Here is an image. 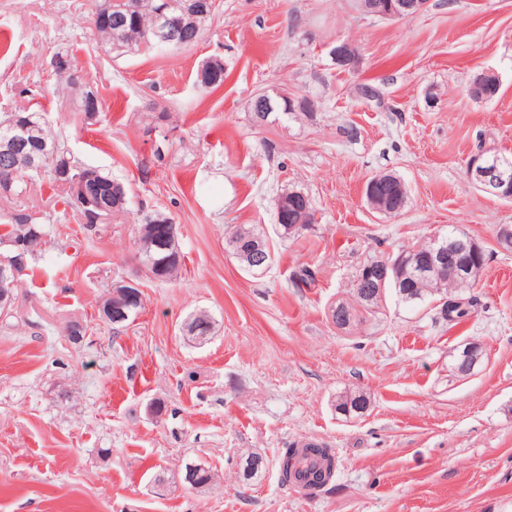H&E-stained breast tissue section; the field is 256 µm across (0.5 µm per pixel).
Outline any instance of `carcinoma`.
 I'll use <instances>...</instances> for the list:
<instances>
[{
  "label": "carcinoma",
  "instance_id": "1",
  "mask_svg": "<svg viewBox=\"0 0 512 512\" xmlns=\"http://www.w3.org/2000/svg\"><path fill=\"white\" fill-rule=\"evenodd\" d=\"M171 2L173 6L170 9V18L177 29L185 31V36L181 37L182 47L188 48L199 40L212 17L200 15L192 18L189 12L182 9L185 0H171ZM158 3L159 0H138V4L134 6L130 0H112V11L103 14L101 20L96 22L95 30L98 37L117 57L130 52L145 54L154 50L153 17ZM53 66L60 85L71 94L72 104L77 111H82L86 107L83 92L70 87L69 70L75 67L72 57L66 52H58L53 59ZM225 78L226 71L224 65L220 63L212 65L207 61L197 72V81L205 88L216 89L224 83ZM43 141L56 144V161L47 160L37 166L35 165L36 153L39 144ZM55 162L69 169L73 174L79 172L92 174L88 188L103 203L111 207L110 216L114 217L126 212V189L115 186V180L110 175L83 166L66 149L64 142L41 122L38 123L37 131L31 135L28 147L14 153L10 160V167L16 174L13 193H18V188L25 179L33 178ZM301 195L300 191L289 190L279 194L275 199L277 223L285 231L289 226L296 224L298 225L296 231L299 232L314 220L313 207H308L306 213L301 212L303 207ZM27 223H29V217L21 214L0 224V246L6 248V253H12L11 243L26 233L23 225ZM143 223L150 225V230L138 237L139 251L144 265L157 280L177 278L181 268L178 226L161 214L147 215ZM31 228L35 233L28 240L26 252L28 256L37 253V248L46 236L44 225L33 223ZM260 240L264 242L266 238L259 230L240 225L225 234L224 249L239 260L250 250L252 243ZM429 246L430 243L425 242L409 250H403L405 271L400 287L395 289L396 295L406 303L422 302L427 298L435 301L443 300L446 308L440 311L442 321L448 322L453 317L461 322L470 315L474 307V299L460 302L458 295L474 287L485 262L476 261L467 255L462 256V259L468 262L464 279L458 277V260L456 259L448 262L436 275L418 276L415 274V266L427 262ZM212 325V318L205 311L193 315L186 322L188 332L194 331L198 336L209 335ZM369 406V398L359 390H347L336 396V412L346 418L363 415ZM333 465L334 455L331 449L316 441H311L300 449L292 446L283 449L279 461L283 483L292 484L307 491L329 485Z\"/></svg>",
  "mask_w": 512,
  "mask_h": 512
}]
</instances>
